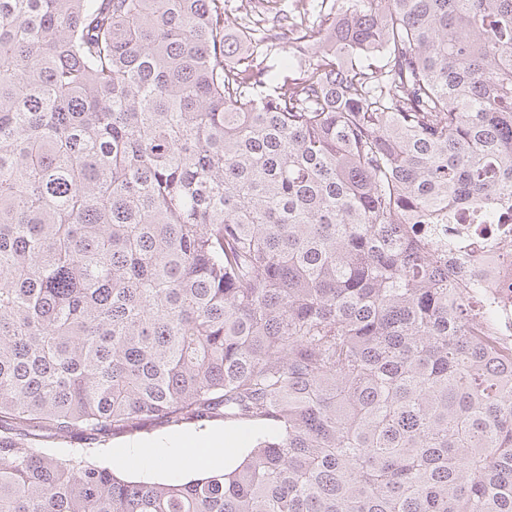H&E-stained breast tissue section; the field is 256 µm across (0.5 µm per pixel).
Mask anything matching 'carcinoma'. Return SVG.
<instances>
[{
    "instance_id": "obj_1",
    "label": "carcinoma",
    "mask_w": 512,
    "mask_h": 512,
    "mask_svg": "<svg viewBox=\"0 0 512 512\" xmlns=\"http://www.w3.org/2000/svg\"><path fill=\"white\" fill-rule=\"evenodd\" d=\"M0 0V512H512V0ZM253 427L128 480L31 443ZM503 215V224H454L452 233L459 236L463 248L475 256V262L464 269L463 279L478 281L473 299L495 312L489 335L485 338L501 352L512 354V211ZM494 238L495 244L486 241Z\"/></svg>"
}]
</instances>
